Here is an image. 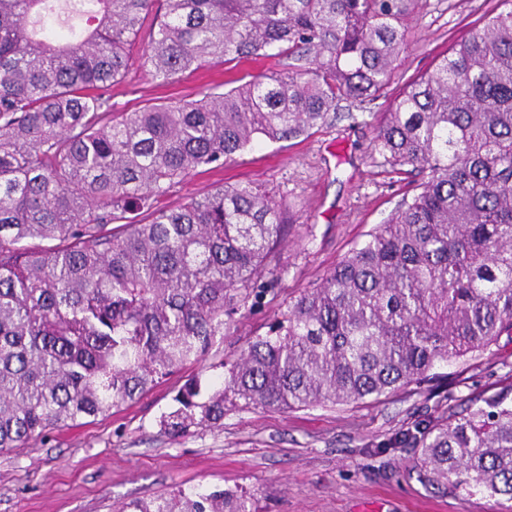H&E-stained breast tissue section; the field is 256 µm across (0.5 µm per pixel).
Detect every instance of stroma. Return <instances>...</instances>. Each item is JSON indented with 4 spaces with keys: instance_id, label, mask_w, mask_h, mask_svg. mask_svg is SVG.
<instances>
[{
    "instance_id": "stroma-1",
    "label": "stroma",
    "mask_w": 512,
    "mask_h": 512,
    "mask_svg": "<svg viewBox=\"0 0 512 512\" xmlns=\"http://www.w3.org/2000/svg\"><path fill=\"white\" fill-rule=\"evenodd\" d=\"M501 0H416L407 17L406 45L391 81L375 100L342 103L311 134L262 142L196 172L171 189L162 206L175 207L225 184L252 183L289 212L288 238L275 258L278 293L234 317L207 365L233 361L248 337L300 291L314 287L344 255L384 223L412 185L392 173L372 143L383 112L430 72L461 38L501 11ZM286 58L212 61L174 82L144 70L113 85L116 112L151 103L225 92L256 75L284 72ZM191 365L132 405L81 425L53 429L34 447L0 453V512H119L124 503L185 490L239 488L257 512H512L505 498L425 481L411 449L381 451V443L447 408L465 409L480 394L512 383V340L434 370V379L377 402L279 411H233L220 430L171 441L160 432Z\"/></svg>"
}]
</instances>
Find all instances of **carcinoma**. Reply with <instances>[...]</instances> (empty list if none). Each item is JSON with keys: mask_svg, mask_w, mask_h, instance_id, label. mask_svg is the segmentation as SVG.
Listing matches in <instances>:
<instances>
[{"mask_svg": "<svg viewBox=\"0 0 512 512\" xmlns=\"http://www.w3.org/2000/svg\"><path fill=\"white\" fill-rule=\"evenodd\" d=\"M412 0H0V451L131 404L206 360L276 290L285 241L267 191L224 185L173 208L189 174L374 99ZM83 15L88 28L48 21ZM147 46L136 55L141 37ZM295 61L224 93L110 112L137 66L166 82L210 60ZM420 177L390 218L300 292L223 373L160 421L175 440L231 411L353 405L419 386L512 338V7L458 41L384 113L373 143ZM424 478L512 501V384L406 430ZM120 512H256L233 490Z\"/></svg>", "mask_w": 512, "mask_h": 512, "instance_id": "carcinoma-1", "label": "carcinoma"}]
</instances>
